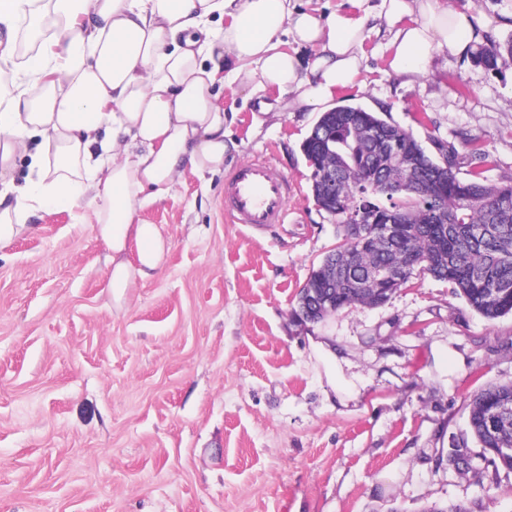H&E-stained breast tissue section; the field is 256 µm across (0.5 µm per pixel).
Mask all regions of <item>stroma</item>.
<instances>
[{
  "instance_id": "1",
  "label": "stroma",
  "mask_w": 512,
  "mask_h": 512,
  "mask_svg": "<svg viewBox=\"0 0 512 512\" xmlns=\"http://www.w3.org/2000/svg\"><path fill=\"white\" fill-rule=\"evenodd\" d=\"M467 2L487 39L512 35V0H448ZM386 39L366 40L334 105L454 143L464 178H512V63L435 49L407 84L385 72ZM215 95L237 144L225 167L264 154L294 185L285 223H230L224 173L184 171L138 211L167 242L160 273L119 300L86 202L0 244V512H512V472L447 462L472 395L512 382V315L485 319L420 275L383 305L297 319L336 243L300 151L318 115L254 80ZM319 342L363 381L357 399Z\"/></svg>"
}]
</instances>
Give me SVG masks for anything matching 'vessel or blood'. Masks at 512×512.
Instances as JSON below:
<instances>
[{"label": "vessel or blood", "instance_id": "vessel-or-blood-1", "mask_svg": "<svg viewBox=\"0 0 512 512\" xmlns=\"http://www.w3.org/2000/svg\"><path fill=\"white\" fill-rule=\"evenodd\" d=\"M292 186L263 158L236 165L224 180V214L235 224L260 229L284 223Z\"/></svg>", "mask_w": 512, "mask_h": 512}]
</instances>
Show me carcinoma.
<instances>
[{
  "label": "carcinoma",
  "mask_w": 512,
  "mask_h": 512,
  "mask_svg": "<svg viewBox=\"0 0 512 512\" xmlns=\"http://www.w3.org/2000/svg\"><path fill=\"white\" fill-rule=\"evenodd\" d=\"M475 63L489 71L512 62V36L480 46ZM351 105H341L321 114L311 133L301 144V152L311 169V192L317 205L336 221L338 244L309 273L304 287L330 296L332 311L354 304L372 305L377 285L370 274L383 269L395 272L407 249L437 262V279L448 283L452 293L463 298L479 315L495 320L512 313V182H485L463 179L456 170L454 146L448 149V172L435 174L430 156L412 133L382 118L376 112H363L358 122L351 120ZM378 128L381 135L398 140L406 169L385 164L375 139L366 134ZM336 168L345 187L343 199L328 195L320 173ZM380 179L394 184L408 176L427 183L440 195L448 210L447 235L426 222L425 213L410 200L408 228L403 237L373 236L366 246L354 242L346 223L348 213L359 206L371 179V169ZM512 400V382L493 384L478 391L469 404V433L461 443L469 447L511 448L512 416L498 434L484 430L485 414L491 406Z\"/></svg>",
  "instance_id": "obj_1"
}]
</instances>
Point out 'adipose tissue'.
<instances>
[{
  "instance_id": "1",
  "label": "adipose tissue",
  "mask_w": 512,
  "mask_h": 512,
  "mask_svg": "<svg viewBox=\"0 0 512 512\" xmlns=\"http://www.w3.org/2000/svg\"><path fill=\"white\" fill-rule=\"evenodd\" d=\"M322 18L291 0H0V68L24 82L0 88V243L30 231L39 212L86 202L122 298L154 276L165 244L138 208L162 198L184 170H220L230 149L217 80L258 77L292 105L326 109L353 87L364 43L389 39V74L416 81L434 48L469 54L487 32L471 7L448 0H351ZM224 27H214V19ZM319 47L313 62L279 50L281 35ZM33 50L16 60L17 37ZM28 175L17 182L18 162ZM136 261H128L129 245Z\"/></svg>"
}]
</instances>
